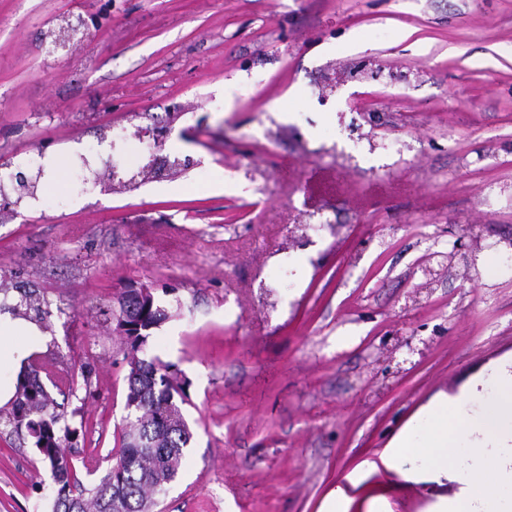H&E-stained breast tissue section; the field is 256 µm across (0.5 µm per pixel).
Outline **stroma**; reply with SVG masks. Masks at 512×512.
Instances as JSON below:
<instances>
[{
	"instance_id": "35a3bbf8",
	"label": "stroma",
	"mask_w": 512,
	"mask_h": 512,
	"mask_svg": "<svg viewBox=\"0 0 512 512\" xmlns=\"http://www.w3.org/2000/svg\"><path fill=\"white\" fill-rule=\"evenodd\" d=\"M80 13L52 58L45 22ZM0 223V280L52 306L44 353L93 364L77 460L128 411L101 312L134 284L170 317L143 352L189 382L194 432L156 512H321L433 395L512 355V0H0V164L115 143ZM491 266L483 275V266ZM390 512L455 483L386 480ZM49 472L0 434V512H48Z\"/></svg>"
}]
</instances>
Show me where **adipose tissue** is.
Returning a JSON list of instances; mask_svg holds the SVG:
<instances>
[{"label":"adipose tissue","mask_w":512,"mask_h":512,"mask_svg":"<svg viewBox=\"0 0 512 512\" xmlns=\"http://www.w3.org/2000/svg\"><path fill=\"white\" fill-rule=\"evenodd\" d=\"M30 320L0 313V364L20 374L39 336ZM409 482L456 483L427 512H512V356L473 372L454 394L431 397L389 443L331 489L324 512H388L379 492Z\"/></svg>","instance_id":"adipose-tissue-1"}]
</instances>
